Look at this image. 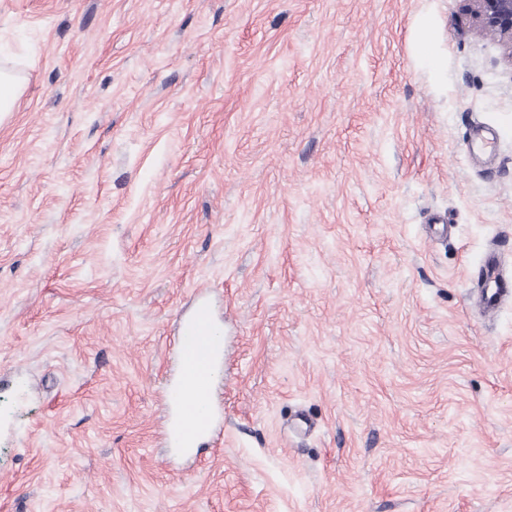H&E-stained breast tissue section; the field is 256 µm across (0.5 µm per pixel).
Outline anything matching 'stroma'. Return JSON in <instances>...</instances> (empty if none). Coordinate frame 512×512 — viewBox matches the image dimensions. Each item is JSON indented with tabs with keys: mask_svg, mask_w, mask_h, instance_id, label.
<instances>
[{
	"mask_svg": "<svg viewBox=\"0 0 512 512\" xmlns=\"http://www.w3.org/2000/svg\"><path fill=\"white\" fill-rule=\"evenodd\" d=\"M0 68V512H512V300L473 296L512 65L466 0H0ZM21 92L18 81L9 74H0V112H11L15 99ZM216 315L206 300L179 319L171 350L175 362L168 392L165 394L167 423L166 446L174 453L197 456L205 438L215 432L213 407L219 400L214 375L224 366V342L219 335Z\"/></svg>",
	"mask_w": 512,
	"mask_h": 512,
	"instance_id": "1",
	"label": "stroma"
}]
</instances>
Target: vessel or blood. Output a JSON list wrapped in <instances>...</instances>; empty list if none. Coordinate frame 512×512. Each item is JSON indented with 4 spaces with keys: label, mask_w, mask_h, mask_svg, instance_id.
<instances>
[{
    "label": "vessel or blood",
    "mask_w": 512,
    "mask_h": 512,
    "mask_svg": "<svg viewBox=\"0 0 512 512\" xmlns=\"http://www.w3.org/2000/svg\"><path fill=\"white\" fill-rule=\"evenodd\" d=\"M485 312L496 311L512 295V283L501 273L495 256H486L478 278ZM219 325L208 301L180 318L171 350L175 371L165 395L167 423L164 439L174 453L198 455L205 438L215 432L213 407L219 399L214 376L224 364V344L218 341Z\"/></svg>",
    "instance_id": "obj_1"
}]
</instances>
